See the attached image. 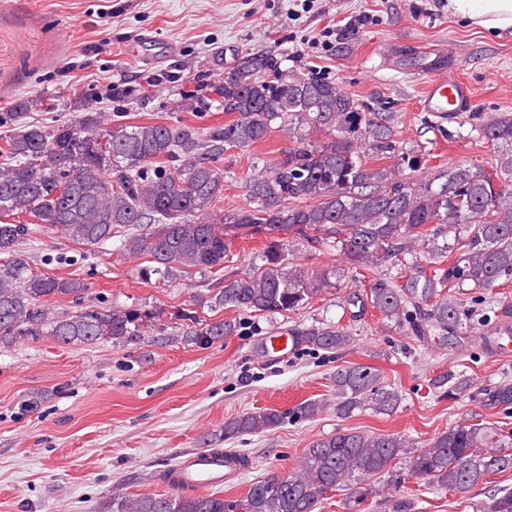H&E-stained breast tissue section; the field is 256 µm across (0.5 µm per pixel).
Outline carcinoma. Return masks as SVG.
Segmentation results:
<instances>
[{
  "label": "carcinoma",
  "mask_w": 512,
  "mask_h": 512,
  "mask_svg": "<svg viewBox=\"0 0 512 512\" xmlns=\"http://www.w3.org/2000/svg\"><path fill=\"white\" fill-rule=\"evenodd\" d=\"M43 105L24 98L16 111L1 112L0 124L16 126L0 142V344L21 336H51L63 344L123 345L145 335L147 315L139 308L105 309L81 304L72 314L51 315L44 300L79 296L86 286L74 279L32 272L21 243L33 232L25 213L42 228L77 244L102 248L120 238L128 257L148 255L146 274L167 278L183 268L221 269L232 239L264 237L254 268L224 280L210 303L244 312L295 311L345 271L366 276L405 257L428 256L399 281H377L366 299L382 321L458 340L465 313L456 294L472 286L499 302L494 289L512 279V114L497 113L474 126L478 138L508 147L488 166L458 162L430 170L429 154L394 139L392 115L367 112L341 85L281 67L268 56H248L215 81L209 97L180 93L183 112L214 109L233 116L206 128L167 123L106 121L100 112H79L57 125L21 123ZM281 132L295 146L270 163L253 161L246 181L248 206L222 216L224 171L216 162L231 151L267 141ZM388 166L371 167L370 160ZM453 242L438 244L443 229ZM338 257L336 266L309 273L290 261V241ZM187 339L209 344L232 335L237 324L218 320L199 325L185 310ZM296 349L339 353L353 342L339 325L289 333ZM472 378L450 371L435 379L448 399L467 392ZM336 415L370 410L391 415L402 402L398 389L371 365L339 366L333 377ZM327 408L306 399L292 409L311 419ZM276 409L247 412L224 422V441L280 426ZM398 433L368 435L352 429L317 439L285 476L251 483L241 499L192 489L112 496L110 512H317L327 495L354 482L349 508L375 493L373 477L405 461L411 478L468 500L481 484L512 470L506 441L481 423H461L413 450ZM393 512H412L405 485L395 486ZM477 512H512V490L491 495Z\"/></svg>",
  "instance_id": "obj_1"
}]
</instances>
